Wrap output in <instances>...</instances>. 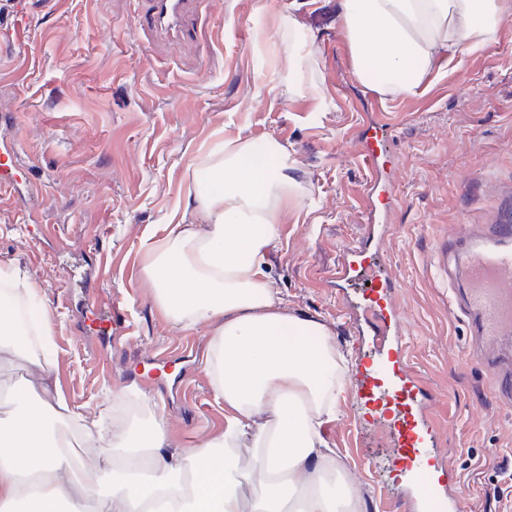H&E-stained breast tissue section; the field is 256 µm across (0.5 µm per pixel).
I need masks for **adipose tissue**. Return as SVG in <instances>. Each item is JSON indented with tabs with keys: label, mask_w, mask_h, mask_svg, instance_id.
I'll return each mask as SVG.
<instances>
[{
	"label": "adipose tissue",
	"mask_w": 512,
	"mask_h": 512,
	"mask_svg": "<svg viewBox=\"0 0 512 512\" xmlns=\"http://www.w3.org/2000/svg\"><path fill=\"white\" fill-rule=\"evenodd\" d=\"M358 78L382 93L413 95L438 55L457 62L497 41L512 0H336ZM313 42L293 23L277 38L283 71L298 91ZM286 147L233 140L192 166L195 223L172 224L145 246L155 303L181 329L208 328L205 373L224 402V428L169 453L163 413H153L148 451L113 461L125 423L86 424L71 440L72 414L53 363L37 343L40 318L20 330L37 290L0 267V369L24 362L27 380L0 400V512H361L348 471L325 438L352 367L332 329L290 310L267 273L282 216L299 197Z\"/></svg>",
	"instance_id": "obj_1"
}]
</instances>
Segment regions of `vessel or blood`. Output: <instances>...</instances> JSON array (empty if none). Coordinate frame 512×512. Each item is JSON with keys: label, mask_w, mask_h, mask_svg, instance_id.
Instances as JSON below:
<instances>
[{"label": "vessel or blood", "mask_w": 512, "mask_h": 512, "mask_svg": "<svg viewBox=\"0 0 512 512\" xmlns=\"http://www.w3.org/2000/svg\"><path fill=\"white\" fill-rule=\"evenodd\" d=\"M201 0H144L140 31L155 40L186 39ZM13 27L0 30V52L22 49L21 31L26 22L27 0H6ZM393 125L388 113L377 115L369 145L360 154L367 175V192L375 194L381 183L378 146L390 140ZM25 162L13 135L0 136V188L11 187L15 171ZM392 225H378L371 238L342 245L341 260L335 272L337 282H363L355 313L365 323L370 336L369 350L359 353L353 382L360 398L359 416L363 423L379 425L390 448V469L404 484L424 512H451L455 490L441 482L454 476L450 456L437 453L440 427L427 417L424 382L411 367L402 338V325L393 305L396 285L382 270L386 242ZM449 259L460 264V275L452 286L463 288L460 309L472 320L478 346L474 361L484 364L492 376L495 397L512 394V377L500 373L483 350L512 337V218H502L480 227L475 242L465 250L449 247Z\"/></svg>", "instance_id": "b4317fda"}]
</instances>
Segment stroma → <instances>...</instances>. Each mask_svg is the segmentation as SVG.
I'll list each match as a JSON object with an SVG mask.
<instances>
[{
    "mask_svg": "<svg viewBox=\"0 0 512 512\" xmlns=\"http://www.w3.org/2000/svg\"><path fill=\"white\" fill-rule=\"evenodd\" d=\"M140 0H29L22 52L0 59V109L18 114L28 171L19 192L44 184L20 210L0 200V265L40 290L54 371L75 413L112 415L127 393L163 411L174 447L224 427L203 370L205 328L175 327L143 276L144 245L171 224L194 223L191 166L215 142L276 137L307 195L289 206L269 272L289 308L319 316L343 350L339 245L360 236L365 168L357 158L374 104L396 121L391 180L400 205L386 264L398 284L410 363L436 393L429 411L440 448L456 456V512H512V406L492 395L471 358L467 317L440 253L472 225L512 208V18L490 48L440 61L420 92L381 94L357 77L336 0H204L185 43L149 45ZM291 17L313 41L302 75L320 95L289 90L273 37ZM112 306L100 321L86 287ZM327 440L352 473L365 512H394L407 493L390 452L360 427L353 392Z\"/></svg>",
    "mask_w": 512,
    "mask_h": 512,
    "instance_id": "obj_1",
    "label": "stroma"
}]
</instances>
